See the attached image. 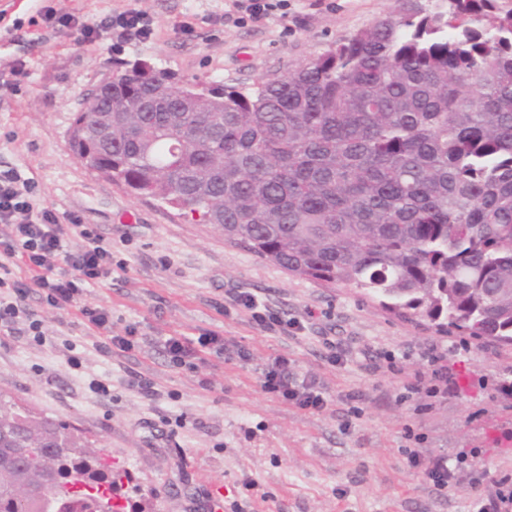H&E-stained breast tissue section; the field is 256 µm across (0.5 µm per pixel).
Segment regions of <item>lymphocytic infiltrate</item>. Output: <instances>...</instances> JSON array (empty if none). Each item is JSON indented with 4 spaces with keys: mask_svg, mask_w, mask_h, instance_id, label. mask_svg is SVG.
<instances>
[{
    "mask_svg": "<svg viewBox=\"0 0 512 512\" xmlns=\"http://www.w3.org/2000/svg\"><path fill=\"white\" fill-rule=\"evenodd\" d=\"M43 20L53 28L70 32L80 47L96 45L105 32L111 33L120 44L146 42L154 34L152 18L136 8L108 15L99 23L89 25L81 22L75 13L49 7L43 13ZM36 194L37 184L33 179L22 177L15 168H0V332L8 336H30L39 344L44 342L43 324L26 305L28 294L37 288L55 308L78 307L88 325L109 334L113 347L123 352L135 349L134 328H127L125 335H113L108 310L77 303L85 288L111 278V246L92 225L81 223L78 217H70L64 223L56 210L37 206ZM75 237L81 241L76 248L71 245ZM15 257L26 266V277L14 276L9 268V259ZM229 304L250 311L263 330L300 332L304 329L301 320L286 317L285 313L260 302L251 292L230 293ZM224 351L223 337L212 332L201 334L193 341L171 337L164 345L165 356L176 366L190 358ZM424 356L428 369L414 374L406 385L407 392L422 393L433 399L454 393L456 381L444 365L442 353L432 347ZM260 387L263 392L278 395L306 411L321 412L327 407L316 380L299 376L292 361L284 356L275 357L262 370ZM407 459L410 467L422 472L437 491L448 490L458 482L457 466L448 454L427 458L412 450Z\"/></svg>",
    "mask_w": 512,
    "mask_h": 512,
    "instance_id": "1",
    "label": "lymphocytic infiltrate"
}]
</instances>
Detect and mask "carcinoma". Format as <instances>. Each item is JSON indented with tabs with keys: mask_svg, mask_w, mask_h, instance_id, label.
Wrapping results in <instances>:
<instances>
[{
	"mask_svg": "<svg viewBox=\"0 0 512 512\" xmlns=\"http://www.w3.org/2000/svg\"><path fill=\"white\" fill-rule=\"evenodd\" d=\"M357 30L283 78L179 82L115 60L108 179L436 331L512 346V12L448 0ZM0 400V512H124L112 462ZM78 485L64 491L67 484Z\"/></svg>",
	"mask_w": 512,
	"mask_h": 512,
	"instance_id": "1",
	"label": "carcinoma"
}]
</instances>
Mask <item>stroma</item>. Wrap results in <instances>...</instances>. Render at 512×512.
Masks as SVG:
<instances>
[{
  "instance_id": "35a3bbf8",
  "label": "stroma",
  "mask_w": 512,
  "mask_h": 512,
  "mask_svg": "<svg viewBox=\"0 0 512 512\" xmlns=\"http://www.w3.org/2000/svg\"><path fill=\"white\" fill-rule=\"evenodd\" d=\"M88 23L130 8L146 11L155 33L145 43L94 51L46 27L45 7ZM448 0H288L284 12L254 20L231 0H0V166L38 184V206L96 225L112 247V277L81 301L112 314V332L135 328L138 348L102 352L106 338L76 310L50 306L33 292L29 308L45 344L0 335V397L76 428L109 456L118 474L113 498L135 512H190L212 485L240 512H478L483 494L512 474V347L434 331L402 319L357 288L326 287L228 243L209 224H192L160 202L130 194L82 165L67 139L73 117L116 59L144 60L178 78L249 87L282 77L358 29ZM20 30H13V23ZM20 62L24 78L8 70ZM252 292L303 320L298 334L262 330L244 310L225 311L230 290ZM223 336L229 351L194 367L163 354L171 336ZM347 352L332 363L323 344ZM437 346L456 393L434 401L403 399L404 384L425 370ZM249 360L237 357V349ZM394 355L399 373L373 372L372 359ZM78 356L74 367L69 356ZM285 355L314 377L328 407L297 409L262 392L261 371ZM152 381L155 397L128 385ZM110 392L89 386L100 375ZM422 454L462 455L458 486L442 495L407 461L406 430Z\"/></svg>"
}]
</instances>
